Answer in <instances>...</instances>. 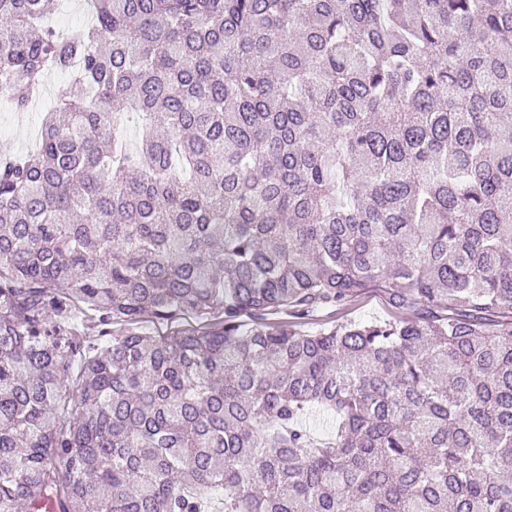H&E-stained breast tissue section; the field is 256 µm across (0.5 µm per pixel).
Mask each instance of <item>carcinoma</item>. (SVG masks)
<instances>
[{"label": "carcinoma", "mask_w": 512, "mask_h": 512, "mask_svg": "<svg viewBox=\"0 0 512 512\" xmlns=\"http://www.w3.org/2000/svg\"><path fill=\"white\" fill-rule=\"evenodd\" d=\"M90 3L0 0L15 111L68 76L0 159V512H512V0ZM371 286L426 315L240 323ZM90 11L85 0H63L58 13L50 20L57 29L90 20ZM220 315L214 314L207 318H191L180 316L169 321H158L150 316L143 317L136 325L138 331L146 336H165L181 329L190 327L212 328L218 325Z\"/></svg>", "instance_id": "carcinoma-1"}]
</instances>
